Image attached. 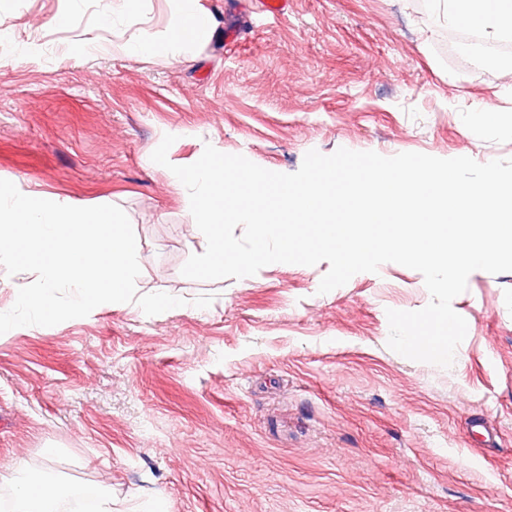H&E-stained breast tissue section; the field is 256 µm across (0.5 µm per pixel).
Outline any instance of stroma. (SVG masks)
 Segmentation results:
<instances>
[{
    "label": "stroma",
    "instance_id": "1",
    "mask_svg": "<svg viewBox=\"0 0 512 512\" xmlns=\"http://www.w3.org/2000/svg\"><path fill=\"white\" fill-rule=\"evenodd\" d=\"M200 2L209 32L148 57L127 48L166 36L174 0H0V179L121 207L143 282L186 301L0 335V500L22 459L115 512L154 495L167 512H512V272H473L453 300L451 367L416 362L388 347L386 311L429 303L421 273L386 263L326 294L325 261L186 278L203 243L146 164L167 134L173 158L209 144L280 173L341 147L512 159V53L477 64L472 27L430 0ZM477 105L496 123L469 124Z\"/></svg>",
    "mask_w": 512,
    "mask_h": 512
}]
</instances>
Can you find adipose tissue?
Listing matches in <instances>:
<instances>
[{
	"label": "adipose tissue",
	"mask_w": 512,
	"mask_h": 512,
	"mask_svg": "<svg viewBox=\"0 0 512 512\" xmlns=\"http://www.w3.org/2000/svg\"><path fill=\"white\" fill-rule=\"evenodd\" d=\"M447 6L449 22H477L496 38L512 35V0H447ZM16 471L9 512H57L59 501L70 493L49 474L31 472L25 461H18Z\"/></svg>",
	"instance_id": "adipose-tissue-1"
}]
</instances>
